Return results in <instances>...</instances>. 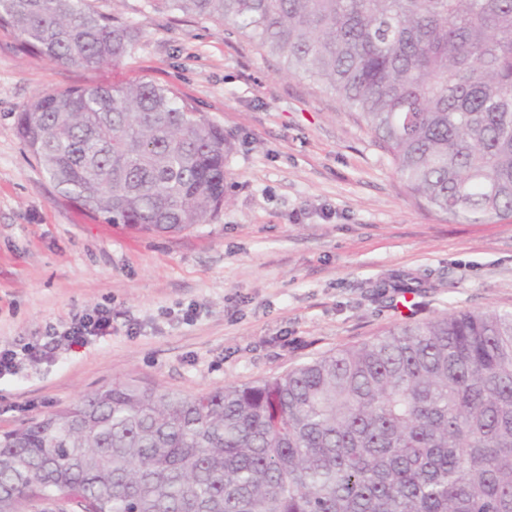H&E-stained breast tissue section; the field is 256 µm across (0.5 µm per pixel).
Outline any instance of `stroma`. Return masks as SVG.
Listing matches in <instances>:
<instances>
[{
  "label": "stroma",
  "mask_w": 512,
  "mask_h": 512,
  "mask_svg": "<svg viewBox=\"0 0 512 512\" xmlns=\"http://www.w3.org/2000/svg\"><path fill=\"white\" fill-rule=\"evenodd\" d=\"M141 35L119 62L62 66L0 28V432L135 380L184 395L284 374L406 319L512 309V218L442 221L311 78L224 24L155 0H89ZM173 87L234 144L224 206L176 235L106 223L63 196L16 129L39 94L89 84ZM400 276L415 293L381 292ZM108 310L82 347L31 355L74 316Z\"/></svg>",
  "instance_id": "35a3bbf8"
}]
</instances>
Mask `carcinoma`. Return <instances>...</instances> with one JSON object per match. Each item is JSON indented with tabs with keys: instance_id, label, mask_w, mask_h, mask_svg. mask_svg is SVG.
Returning <instances> with one entry per match:
<instances>
[{
	"instance_id": "obj_1",
	"label": "carcinoma",
	"mask_w": 512,
	"mask_h": 512,
	"mask_svg": "<svg viewBox=\"0 0 512 512\" xmlns=\"http://www.w3.org/2000/svg\"><path fill=\"white\" fill-rule=\"evenodd\" d=\"M334 93L408 195L512 217V0H159ZM0 27L96 68L139 37L87 0H0ZM17 133L109 224L179 234L226 201L231 138L171 87L36 97ZM512 512V311L394 326L287 373L187 396L114 383L0 433V512Z\"/></svg>"
}]
</instances>
